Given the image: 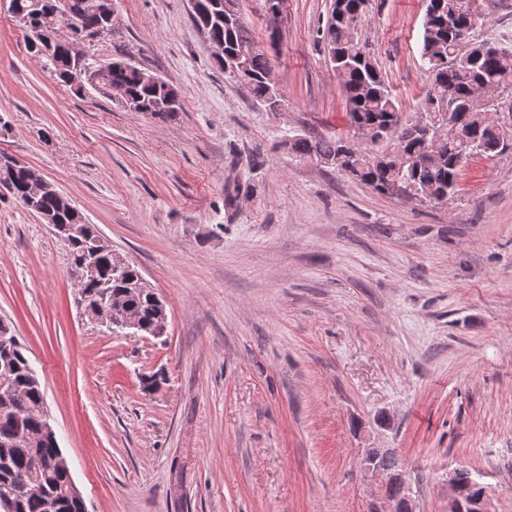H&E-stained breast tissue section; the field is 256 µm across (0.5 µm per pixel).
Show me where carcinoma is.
Segmentation results:
<instances>
[{
  "mask_svg": "<svg viewBox=\"0 0 512 512\" xmlns=\"http://www.w3.org/2000/svg\"><path fill=\"white\" fill-rule=\"evenodd\" d=\"M56 0H9L11 15L29 32L28 50L46 59L57 80L79 93L82 68L71 56L69 42L40 41L35 30L53 18ZM368 0H333L332 10L320 35V45L336 73L343 78L347 115L353 135L321 137L295 135L288 151L299 158L316 161L336 159L351 147L350 162L355 180L383 195H394L396 186L430 191L436 201L457 190L461 163L474 155L493 157L512 146V107L496 125L485 114L497 109L477 89L492 86L512 97V33L487 29L481 37L483 0H426L421 24L420 58L430 75L421 102L423 124L400 122V106L376 61L362 43L360 31L367 19ZM68 12L81 17L84 28H107L98 10L99 0H66ZM201 12L192 22L208 37L224 46V54L213 57L224 75L242 81L253 98L269 105L284 97L281 89L267 82L271 71L270 51L279 37L268 34L270 47L252 35L238 0H199ZM232 57L244 59L238 74L226 70ZM102 92L109 96L121 88L125 98L119 105L131 112H145L164 121L176 115L181 105H172L176 86L165 80L150 81L149 71L135 65L109 67L102 73ZM42 174L29 165L0 171V186L14 200L25 194L30 183ZM41 210L58 224L70 226L68 240L71 270L78 296L92 304L109 292L119 295L124 314L142 326L157 321L154 289L140 283L141 272L134 264L124 271L112 268L109 252L92 253L94 225L52 195L38 199ZM93 257L95 273L85 274L84 265ZM8 375L14 392L0 399V493H13L24 483L38 482L42 492L14 497L13 512H84L83 504L68 492V469L49 467L35 471L36 459L50 461L60 452L58 443L38 440L26 443L18 432L40 434L44 406L42 387L31 382L30 360L16 342L8 353L0 351V376Z\"/></svg>",
  "mask_w": 512,
  "mask_h": 512,
  "instance_id": "1",
  "label": "carcinoma"
}]
</instances>
